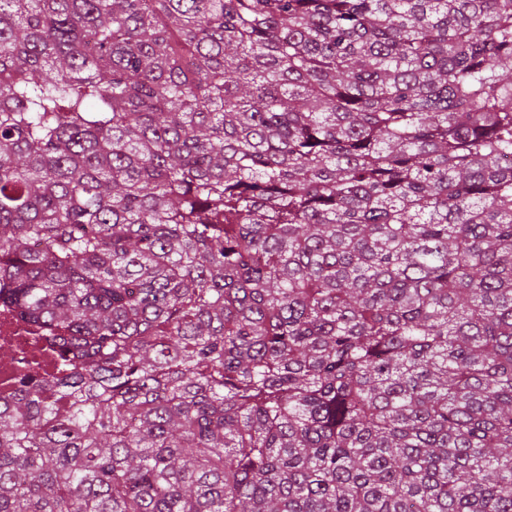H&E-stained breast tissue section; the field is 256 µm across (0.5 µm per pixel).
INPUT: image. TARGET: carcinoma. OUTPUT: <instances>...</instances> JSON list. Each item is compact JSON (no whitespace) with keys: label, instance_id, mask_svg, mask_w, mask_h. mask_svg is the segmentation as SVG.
I'll list each match as a JSON object with an SVG mask.
<instances>
[{"label":"carcinoma","instance_id":"obj_1","mask_svg":"<svg viewBox=\"0 0 512 512\" xmlns=\"http://www.w3.org/2000/svg\"><path fill=\"white\" fill-rule=\"evenodd\" d=\"M512 0H0V512H512ZM35 336L11 310L0 306V350L8 352L7 357L0 359L1 397L15 389L16 379L26 370L43 377L56 372L54 362Z\"/></svg>","mask_w":512,"mask_h":512}]
</instances>
